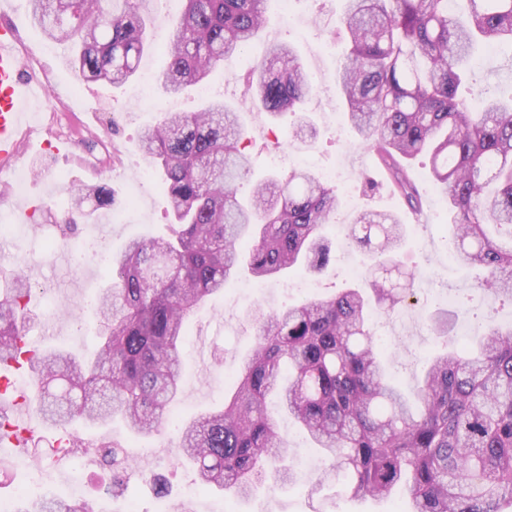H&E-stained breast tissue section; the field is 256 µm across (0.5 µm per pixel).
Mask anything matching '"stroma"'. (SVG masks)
Returning a JSON list of instances; mask_svg holds the SVG:
<instances>
[{"label": "stroma", "mask_w": 512, "mask_h": 512, "mask_svg": "<svg viewBox=\"0 0 512 512\" xmlns=\"http://www.w3.org/2000/svg\"><path fill=\"white\" fill-rule=\"evenodd\" d=\"M343 6L344 0H300L298 8L306 27L300 34L284 25L280 0H271L265 28L279 30L281 40L297 48L313 87L331 80L336 68L334 57L318 60L316 50L326 43L333 44L337 53L346 48L334 35ZM2 25L14 28L18 42L40 51L37 65L51 74L47 91L65 113L70 129L59 141L41 124L23 143L19 163L30 173L23 191H15L10 171L0 172V212L13 214L22 207L30 210L24 220L28 231L17 244L16 259L34 273L30 308L36 323L26 341L34 350L57 348L86 354L97 342L98 316L90 301L111 283L109 267L101 261L96 245L117 253L132 237L167 234L172 221L158 176H151L143 191L135 189L147 165L138 145L140 130L158 119L162 97L156 92L151 101L137 99L140 83L136 80L120 88L82 81L68 64V46L46 41L33 26L27 0H0ZM261 52V44H254L208 79L225 104L239 112L245 129L251 175L241 181L239 195L247 197L257 179L271 174L288 176L289 166L277 162L284 149L307 158L308 169L315 172L342 167L348 189L340 194L342 206L335 223L324 230L331 247L327 266L319 273L291 271L279 281L264 284L257 283L247 269H239L223 296L189 317L188 336L180 350V392L171 408L175 420L151 437H130L118 425L76 426L66 432L45 427L32 414L30 373L7 368L15 397L11 422L28 429L29 434L19 443L0 445V458L9 463V480L0 486V497H14L34 475L66 497L70 477L75 474L83 483L82 497L111 492L112 512H124L130 500L136 501L140 512H156L163 500L177 504L181 489L194 478L190 465L179 458L177 423L223 407L242 358L255 344L256 328L247 318L248 310L259 302L279 310L344 288L368 287V275L350 274V266L363 264L364 258L338 229L339 224L355 223L362 213H395L407 229L400 259L406 270L416 274V301L389 314L377 313L372 321L378 348L402 393H412L428 358L442 348L428 329L435 305L427 297L426 284L443 288L450 298V310L458 312L452 332L458 344H467L481 333L482 317H492L503 326L512 324L511 303L477 292L481 269L461 267L449 258L448 209L431 181L425 159L414 160L411 170L415 182L426 190L424 217L418 221L386 174L357 147L356 133L345 118L340 97L327 103L312 97L300 113L277 117L255 109L244 80ZM472 84L512 85V52L481 50ZM302 113L311 117L315 127L308 144L292 137ZM67 178L114 189L115 209L125 212L124 222H111L112 211L107 210L95 218L69 217L68 197L63 191ZM276 420L292 449L291 478L282 480L275 472H267L250 496L230 502L219 491L201 492L194 503L196 512H207L214 503L226 504L229 512H403L404 497L399 491L388 501L352 500L333 480L319 494H312L323 467L321 452L286 415H277ZM112 441L120 442L132 457L141 448H154V458L140 463L142 469L154 473V480L146 482L124 472L121 485H113L112 472L98 453L100 444Z\"/></svg>", "instance_id": "stroma-1"}]
</instances>
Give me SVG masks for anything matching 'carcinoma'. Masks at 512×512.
<instances>
[{"instance_id":"obj_1","label":"carcinoma","mask_w":512,"mask_h":512,"mask_svg":"<svg viewBox=\"0 0 512 512\" xmlns=\"http://www.w3.org/2000/svg\"><path fill=\"white\" fill-rule=\"evenodd\" d=\"M48 39L75 47L69 64L85 80L121 87L151 44L144 0H29ZM168 29L157 82L177 95L205 82L262 38L268 0H185ZM348 0V40L336 79L361 146L384 169L410 209L422 195L411 161L429 160L448 203L456 261L479 266L480 289L512 302V93L478 103L459 95L474 53L512 46V0ZM276 117L299 110L313 87L295 48L266 42L245 84ZM238 112L213 97L196 112H169L146 126L139 147L161 178L174 228L131 240L111 256L112 286L96 307L98 342L80 361L68 352L20 347L31 321V277L0 266V366L23 361L43 388L35 412L55 427L120 419L135 436L157 433L180 390L187 318L224 294L241 264L261 280L291 269H321L329 249L321 228L341 206L336 190L308 169L275 175L238 196L250 174ZM71 210L112 208L105 185L74 184ZM349 239L370 261L372 295L356 288L283 310L248 312L255 346L224 407L180 426L195 483L249 495L266 469L289 472L287 440L267 411L281 406L323 449L317 482L340 478L352 498L396 487L405 512H502L512 505V326L486 327L477 348L445 344L414 391L412 408L389 381L372 329V306L388 312L414 296V274L399 251L405 225L369 212ZM288 365V384L280 383ZM19 512H101L98 500L22 502Z\"/></svg>"}]
</instances>
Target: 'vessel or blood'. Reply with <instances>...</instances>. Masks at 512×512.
Wrapping results in <instances>:
<instances>
[{
	"label": "vessel or blood",
	"instance_id": "obj_1",
	"mask_svg": "<svg viewBox=\"0 0 512 512\" xmlns=\"http://www.w3.org/2000/svg\"><path fill=\"white\" fill-rule=\"evenodd\" d=\"M42 87L23 81L21 60L10 31L0 32V157L14 156L31 99L43 96Z\"/></svg>",
	"mask_w": 512,
	"mask_h": 512
}]
</instances>
